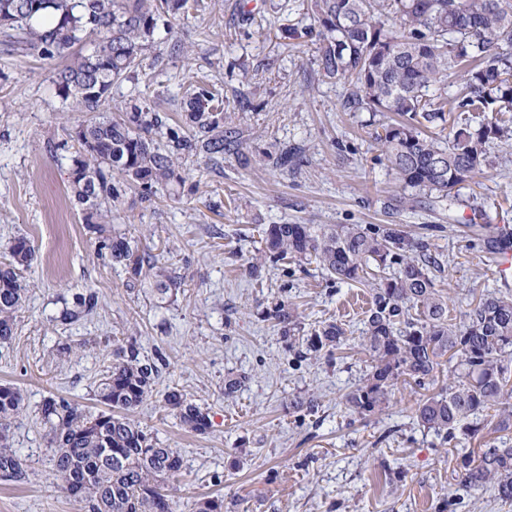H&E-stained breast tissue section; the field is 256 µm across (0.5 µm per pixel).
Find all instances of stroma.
I'll return each instance as SVG.
<instances>
[{"instance_id":"35a3bbf8","label":"stroma","mask_w":512,"mask_h":512,"mask_svg":"<svg viewBox=\"0 0 512 512\" xmlns=\"http://www.w3.org/2000/svg\"><path fill=\"white\" fill-rule=\"evenodd\" d=\"M308 3L201 0L202 11L188 18H161L141 71L112 87L103 111L114 118L144 101L174 119L188 93L217 89L239 132L240 152L187 162L179 196L148 204L128 195L113 222L185 276L173 302L127 287L72 197L68 173L83 116L51 80L63 60L0 50V262L16 236L36 249L16 334L0 345V384L24 397L10 436L29 478L0 480V512H86L58 485L40 408L55 394L102 411L98 381L112 349L131 340L145 357L165 361L133 417L160 447L184 457L174 512H195L207 497L224 498L228 512H441L454 493L453 445L412 417L423 388L398 385L364 424L351 423L342 405L368 363L356 341L369 286L332 282L313 263L281 261L258 280L246 266L266 224H393L443 253L436 287L449 317L460 319L471 301L504 289L492 275L489 244L469 237L466 225L478 213L512 225V140L491 143L492 164L465 183L464 206L404 191L375 138L386 113L342 111V86L316 74L313 37H283V28L309 24ZM178 39L190 54L174 51ZM285 146L300 151L299 168L273 165ZM399 197L403 205L393 208ZM86 288L99 295L97 311L61 324L65 301ZM281 296L297 305L304 328L344 325L351 343L340 358H293L278 327L261 319ZM230 375L248 381L228 399ZM173 386L209 411L208 434L186 431L163 408ZM307 391L320 407L300 420L286 404Z\"/></svg>"}]
</instances>
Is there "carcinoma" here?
Wrapping results in <instances>:
<instances>
[{
	"label": "carcinoma",
	"mask_w": 512,
	"mask_h": 512,
	"mask_svg": "<svg viewBox=\"0 0 512 512\" xmlns=\"http://www.w3.org/2000/svg\"><path fill=\"white\" fill-rule=\"evenodd\" d=\"M191 0H0V31L7 51L40 59L67 58L54 72L59 95L75 112L89 115L77 132L79 150L70 185L100 249L127 274V283L161 299L177 297L184 275L160 265L121 232L105 234L125 197L137 190L152 201L158 189L186 181L188 158L214 161L239 150L224 100L199 88L186 101L183 125L142 102L119 119L101 113L112 85L142 66L155 43L157 19L188 12ZM316 31L317 75L341 85L345 112H393L397 119L376 133L382 152L403 187L461 205L462 185L490 165L488 146L512 139V0H311ZM92 38L88 52L74 47ZM460 73L462 93L454 111L465 113L440 139L432 129L448 124V77ZM10 259L0 262V344L11 341L26 286L20 271L35 258L25 236L13 239ZM316 262L330 280H374L372 304L359 345L369 355L365 374L343 399L353 420H367L389 403L398 382L418 386L448 372L451 384L413 409L418 423L444 443L483 439L478 416L506 405L498 429L512 428V297L487 294L456 323L435 288L444 271L429 241L391 227L334 224H267L262 247L248 262L252 278L285 258ZM96 291L75 294L63 323L93 314ZM264 318L279 327L288 350L306 359L333 358L348 343L346 329L322 323L302 332L298 307L273 300ZM156 362L140 357L132 342L112 351L96 388L106 410L91 414L78 403L49 396L41 408L50 424L49 451L61 488L84 502L86 512H173L170 484L182 475L183 458L162 448L131 418L152 394ZM316 394L288 401L298 417L314 414ZM163 407L182 425L210 432L208 412L178 389L163 394ZM21 391L0 385V478L27 480V468L10 442L11 420L22 410ZM455 478L465 492L490 490L512 502V446L463 448Z\"/></svg>",
	"instance_id": "carcinoma-1"
}]
</instances>
